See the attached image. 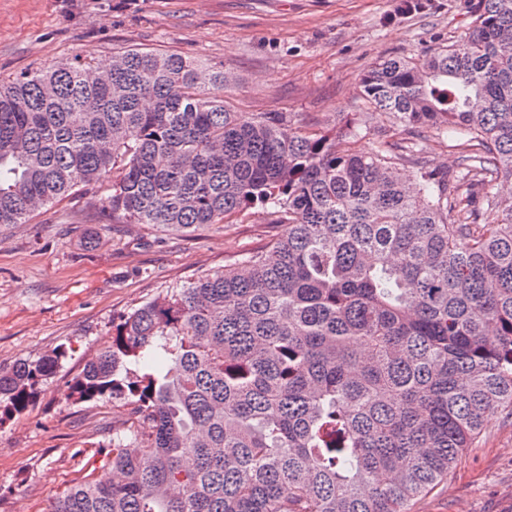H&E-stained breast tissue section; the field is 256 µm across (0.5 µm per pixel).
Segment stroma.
Here are the masks:
<instances>
[{
    "instance_id": "stroma-1",
    "label": "stroma",
    "mask_w": 512,
    "mask_h": 512,
    "mask_svg": "<svg viewBox=\"0 0 512 512\" xmlns=\"http://www.w3.org/2000/svg\"><path fill=\"white\" fill-rule=\"evenodd\" d=\"M477 0H0V78L77 55L106 64L134 46L203 58L237 76L242 112H284L292 127L367 126L355 149L401 138L367 110L360 78L374 63L427 51L472 31ZM104 185L0 228V369L66 347L36 402L0 427V512H47L94 451L128 428L147 431L119 401L73 403L70 381L107 346L112 324L143 301L223 270L281 235L263 209L245 222L163 232L113 221ZM411 512H512V411L488 418L446 481Z\"/></svg>"
}]
</instances>
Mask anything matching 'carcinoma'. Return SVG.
<instances>
[{
	"instance_id": "1",
	"label": "carcinoma",
	"mask_w": 512,
	"mask_h": 512,
	"mask_svg": "<svg viewBox=\"0 0 512 512\" xmlns=\"http://www.w3.org/2000/svg\"><path fill=\"white\" fill-rule=\"evenodd\" d=\"M234 83L139 48L0 82V227L104 181L114 220L189 233L260 207L284 227L113 325L66 397L121 400L151 430L135 454L112 437L49 512H410L512 408V201L495 192L512 179V0L361 78L394 125L454 132L455 171L413 140L344 148L355 122L239 112ZM67 357L0 370V424Z\"/></svg>"
}]
</instances>
